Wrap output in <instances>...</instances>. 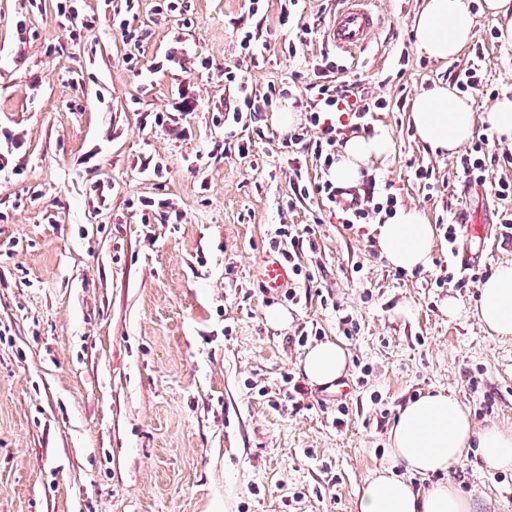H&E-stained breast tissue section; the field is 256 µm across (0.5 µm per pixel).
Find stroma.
I'll return each mask as SVG.
<instances>
[{"label":"stroma","instance_id":"obj_1","mask_svg":"<svg viewBox=\"0 0 512 512\" xmlns=\"http://www.w3.org/2000/svg\"><path fill=\"white\" fill-rule=\"evenodd\" d=\"M179 2L180 16L164 17L159 0L131 11L77 0L94 26L76 29L54 0H0V131L24 141L0 170V512H355L406 401L449 389L476 422L512 424V339L486 332L480 286L456 281L444 236L457 201L512 213V197L489 189L512 182V142L491 139L489 186L468 193L455 156L420 143L410 123L413 98L453 70L476 69L475 114L512 97V44L483 0H466L479 24L449 61L416 49L422 0H371L381 25L354 60L325 35L344 0L296 12L288 0L255 11L248 0ZM117 17L142 31L138 46L119 40ZM244 30L262 57L242 53ZM176 40L187 53L172 63ZM326 54L335 82L386 103L368 121L395 151L361 171L363 224L293 194L295 180L329 173L289 146L278 115L306 126V86ZM228 69L259 96L295 86L263 107L266 138L246 155L248 130L228 139L219 122L238 94ZM182 91L191 111L173 109ZM417 166L433 168L434 191L413 180ZM390 195L432 224L428 268L381 254L371 227ZM283 224L301 273L268 294L257 267ZM271 307L287 310V328L267 324ZM325 341L347 350L348 367L317 386L300 360ZM449 478L486 512H512L511 470L469 456Z\"/></svg>","mask_w":512,"mask_h":512}]
</instances>
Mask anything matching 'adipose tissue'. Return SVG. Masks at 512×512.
Listing matches in <instances>:
<instances>
[{
	"label": "adipose tissue",
	"mask_w": 512,
	"mask_h": 512,
	"mask_svg": "<svg viewBox=\"0 0 512 512\" xmlns=\"http://www.w3.org/2000/svg\"><path fill=\"white\" fill-rule=\"evenodd\" d=\"M416 46L433 60L455 57L474 37L478 18L464 0H424L415 20ZM410 120L418 140L456 153L475 131L470 98L436 84L412 101ZM394 151L388 133L354 136L341 147L332 177L354 184L373 161H387ZM377 245L399 269L427 268L434 249L431 224L417 208L401 207L384 223L373 225ZM476 314L488 331L512 338V265L499 267L482 285ZM306 379L327 385L347 370L348 353L328 341L307 350L300 361ZM486 468L512 470V425L477 424L459 400L437 390L400 407L389 432L390 464L374 473L356 497V512H483L484 502L467 496L446 475L466 456ZM444 474V481L415 487L413 475Z\"/></svg>",
	"instance_id": "adipose-tissue-1"
}]
</instances>
